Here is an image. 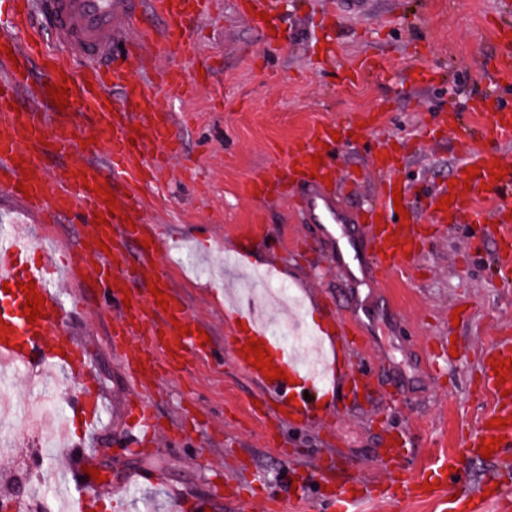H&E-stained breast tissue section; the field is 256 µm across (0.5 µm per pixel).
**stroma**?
<instances>
[{"label":"stroma","instance_id":"obj_1","mask_svg":"<svg viewBox=\"0 0 512 512\" xmlns=\"http://www.w3.org/2000/svg\"><path fill=\"white\" fill-rule=\"evenodd\" d=\"M247 4L216 0L196 46L174 59L192 90L158 96L178 120L180 164L204 183L168 172L166 192L148 196L143 217L163 244L159 266L168 283L216 344L212 356L162 375L153 406L168 442L134 446L115 415L138 393L115 361L111 313L81 301L79 288L60 289L67 317L59 331L83 346L106 402L94 434L72 433L105 479L95 512H248L255 499L273 500V512H322L320 472L347 467L354 479L376 477L388 428L410 431L403 466L413 473L457 450L493 403L483 359L512 341V289L493 276L498 241L473 240L464 222L440 230L420 205L434 184L456 175L461 134L440 129L438 116L455 107L467 133L490 128L512 103V80L488 66L497 28L512 25V0H364L359 10L348 0H275L264 30L242 18ZM351 68L359 72L353 82L346 79ZM379 115L381 130L336 150L337 167L366 173L360 192L343 201L356 209L372 199L377 140L405 147L398 175L413 188L422 251L412 279L390 276L385 290L355 292L321 225L304 223L297 211L298 185L259 194L246 182L282 170V149L313 126L350 118L370 124ZM271 267L319 308L363 320L357 358L371 384L339 393V417L317 428L259 418L253 402L260 393L234 358L241 330L225 317L226 287ZM450 347L456 357L446 371L427 375L429 349ZM8 378L17 409L42 397L69 412L75 387L64 375L41 382L22 366ZM23 429L22 418H0V497L31 461L39 478L22 496L46 497L52 512H79L76 498L52 480L64 450ZM255 467L282 476L275 484L244 481ZM225 479L237 480L236 496L214 505Z\"/></svg>","mask_w":512,"mask_h":512}]
</instances>
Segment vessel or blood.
Returning <instances> with one entry per match:
<instances>
[{
  "label": "vessel or blood",
  "instance_id": "1",
  "mask_svg": "<svg viewBox=\"0 0 512 512\" xmlns=\"http://www.w3.org/2000/svg\"><path fill=\"white\" fill-rule=\"evenodd\" d=\"M211 0H151L153 11L162 16L160 32L142 30L136 39L127 31L136 10V0H0V198L13 204L27 218L39 224L57 223L60 215L73 213L87 224L83 244L62 252L43 251L40 261H30L37 245L23 232L0 237V284H8L14 305L25 303L19 284L31 281L43 295L42 318L28 321L17 312L0 316V359L35 366L41 372L58 371L78 388L76 415L83 428L94 427L102 410L94 369L76 341L59 336L58 326L66 317L62 300L55 295L54 275L59 268L77 270L95 259L91 276L97 296L111 299L117 309L110 340L118 365L129 383L143 397L127 405L124 418L135 437H152L157 418L148 400L156 379L143 370L142 360L152 364H181L188 356L206 355L200 345L198 321L193 319L183 299L165 281L156 263L160 241H147L143 213L147 207L144 191L158 185L165 168L150 162L157 144L172 145L173 113L159 104L155 91L135 79L136 70L149 66L157 76L158 89L174 91L186 87L182 70L157 67L156 58L184 51L190 21L208 10ZM47 29L64 48L70 66H60L44 55L46 74L34 81L31 58L37 51L33 40H19V33ZM495 54L496 73L512 78V27L499 32ZM81 64L74 72L73 64ZM67 84L70 104L57 109L47 93L48 85ZM349 125L322 124L308 138L289 143L284 149L289 171L302 185L301 212L307 223L322 225L325 239L337 252L346 253L355 272L408 277L415 262L416 243L410 220L394 209L393 188L399 185L397 170L387 158L378 167L383 188L369 207L349 210L340 203V194L360 181L355 172L340 173L333 163V135H347ZM498 152L473 144L460 149L459 175L453 187L433 190L421 204L432 224L454 223L460 213L481 236L501 240L512 238V170L502 180H494ZM476 167L478 177L466 179L465 169ZM334 184H327V177ZM113 191L115 205H107L95 187ZM448 208H441L442 199ZM489 210H482V203ZM103 225H94V218ZM365 227L366 247L358 249L356 239L341 234L340 225ZM159 287L163 301H156L151 289ZM251 322L250 338H239V348L248 340L270 342L255 306L246 299L235 306ZM327 346L330 363L326 376L299 367L287 351L278 359L287 366L290 380H270L254 366L244 371L259 389L278 405L280 416L289 423L310 427L322 418L320 404L334 388L368 379L360 366H342L338 358L346 348L351 328L337 321L335 329L317 327ZM512 360V344L497 346L484 360V376L491 387L493 407L485 415L481 439L463 440V451L434 461L416 476L403 475L396 468L406 451L393 446L381 487L385 500L398 506L429 497L438 501L441 512H456L465 504L470 512H486L498 503V475H490L477 488H469V463L480 457L484 442L498 439L499 454L512 452V370L495 371L497 363ZM297 382V398H288L290 382ZM360 501L351 481L337 483L324 512H356Z\"/></svg>",
  "mask_w": 512,
  "mask_h": 512
}]
</instances>
